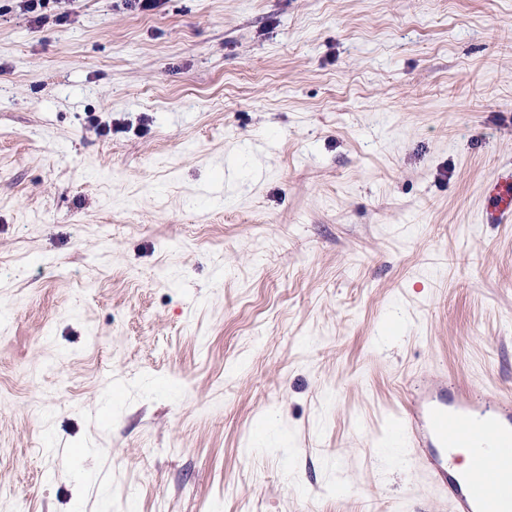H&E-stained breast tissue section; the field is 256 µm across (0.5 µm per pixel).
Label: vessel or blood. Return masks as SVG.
<instances>
[{
  "label": "vessel or blood",
  "instance_id": "obj_1",
  "mask_svg": "<svg viewBox=\"0 0 512 512\" xmlns=\"http://www.w3.org/2000/svg\"><path fill=\"white\" fill-rule=\"evenodd\" d=\"M414 390L401 434L453 512H512V396L452 393L446 377L436 375ZM460 448L471 450L473 462L456 481L448 466Z\"/></svg>",
  "mask_w": 512,
  "mask_h": 512
}]
</instances>
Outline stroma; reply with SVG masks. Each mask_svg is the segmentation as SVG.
<instances>
[{
  "label": "stroma",
  "instance_id": "35a3bbf8",
  "mask_svg": "<svg viewBox=\"0 0 512 512\" xmlns=\"http://www.w3.org/2000/svg\"><path fill=\"white\" fill-rule=\"evenodd\" d=\"M508 175L512 0H0V512H449Z\"/></svg>",
  "mask_w": 512,
  "mask_h": 512
}]
</instances>
